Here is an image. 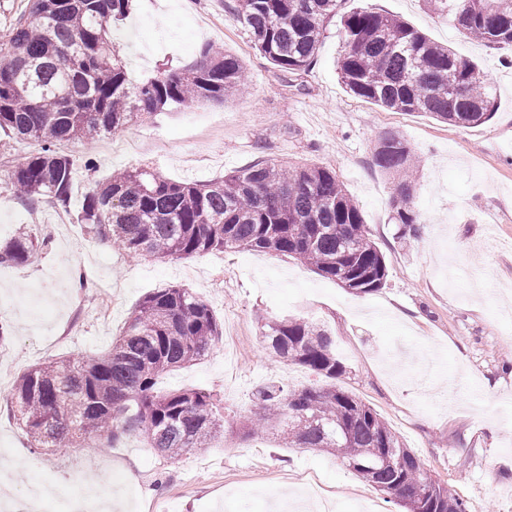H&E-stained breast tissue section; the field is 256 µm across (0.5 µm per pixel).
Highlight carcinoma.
<instances>
[{"instance_id":"obj_1","label":"carcinoma","mask_w":512,"mask_h":512,"mask_svg":"<svg viewBox=\"0 0 512 512\" xmlns=\"http://www.w3.org/2000/svg\"><path fill=\"white\" fill-rule=\"evenodd\" d=\"M133 0H30L0 37V129L40 151L7 177L27 205L65 207L73 163L56 151L62 141L114 133L141 114L169 105L226 101L243 91L244 63L209 46L186 70L162 69L130 81L111 38ZM345 0H235L234 16L257 50L281 71L307 72L327 25L341 15L337 70L346 91L393 112H418L474 127L495 111L491 81L457 55L394 15L367 9L341 13ZM471 38L512 45V0H424ZM376 165L396 179L393 223L419 240L423 223L413 205L415 157L399 134L382 137ZM92 236L124 253L188 259L213 250L250 249L291 257L354 293L382 288L385 258L357 203L328 167L256 161L204 184L177 183L141 168L114 172L84 196L79 215ZM21 230L0 246V264L21 265L39 248ZM210 305L191 289L155 288L104 353H80L36 365L15 380L10 403L30 447L93 444L113 448L126 435L143 437L169 459L208 447L224 420L212 394L155 391L165 372L205 357L221 336ZM263 342L302 366L321 385H271L256 395L245 421L258 434L277 426L290 448L325 451L378 490L401 499L406 512H468L438 485L436 503L413 494L430 480L421 459L404 448L372 408L332 384L344 372L327 329L304 319L263 325ZM405 464L392 465L393 452Z\"/></svg>"}]
</instances>
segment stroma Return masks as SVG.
<instances>
[{"label":"stroma","instance_id":"35a3bbf8","mask_svg":"<svg viewBox=\"0 0 512 512\" xmlns=\"http://www.w3.org/2000/svg\"><path fill=\"white\" fill-rule=\"evenodd\" d=\"M234 0H135L117 25L120 55L138 82L161 65L184 69L202 46L237 55L247 86L228 102L171 105L121 131L58 149L74 164L71 203L24 206L5 174L39 151L0 130V239L18 228L51 236L50 249L23 265H0V368L13 374L44 362L106 350L138 302L165 286L192 289L213 309L223 334L203 359L159 378L165 392L214 395L224 433L210 447L164 459L130 435L115 448L30 447L0 394V448L10 493L37 486L43 512H62L76 483L111 492L124 512H273L302 504L310 476L324 487L323 512H405L334 456L285 447L275 430L248 436L241 421L256 392L279 382L316 383L261 341L263 319L309 318L335 340L345 370L337 386L388 423L430 477L454 490L468 512H512V47L467 38L422 0H347L406 20L478 63L496 85L497 109L471 128L421 113L390 112L346 92L331 22L310 71H280L236 20ZM400 133L419 160L414 205L425 225L417 242L391 221L394 181L374 163L380 137ZM94 159V170L85 162ZM309 161L335 170L385 256L383 288L359 295L304 263L272 253L212 251L191 259L131 257L87 234L78 216L89 188L112 171L143 165L173 182H206L254 161ZM116 285L108 317L94 288ZM496 430H488L487 421Z\"/></svg>","mask_w":512,"mask_h":512}]
</instances>
